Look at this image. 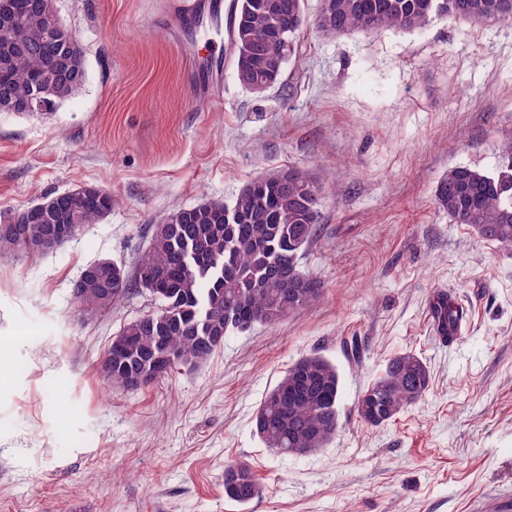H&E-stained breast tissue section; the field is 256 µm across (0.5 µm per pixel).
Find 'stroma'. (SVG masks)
Returning a JSON list of instances; mask_svg holds the SVG:
<instances>
[{"instance_id":"stroma-1","label":"stroma","mask_w":512,"mask_h":512,"mask_svg":"<svg viewBox=\"0 0 512 512\" xmlns=\"http://www.w3.org/2000/svg\"><path fill=\"white\" fill-rule=\"evenodd\" d=\"M55 0L87 80L52 112H0V221L93 185L112 210L45 254L0 258V512H498L512 499V256L439 209L449 167L491 172L512 135V21L439 18L403 32L300 33L282 82L255 95L213 42L191 40L217 0ZM322 188L302 267L322 297L276 326L231 332L207 364L141 390L101 372L110 339L154 311L132 292L88 312L71 285L88 264L133 268L179 207L232 202L275 169ZM463 307L443 342L429 303ZM412 352L430 389L372 427L359 397ZM341 375V430L303 456L265 448L252 418L295 361ZM261 488L224 495V467ZM260 493L259 484L246 464H228L224 467V495L240 504H247Z\"/></svg>"}]
</instances>
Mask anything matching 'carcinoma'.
<instances>
[{
	"mask_svg": "<svg viewBox=\"0 0 512 512\" xmlns=\"http://www.w3.org/2000/svg\"><path fill=\"white\" fill-rule=\"evenodd\" d=\"M45 0H0V20L13 23L0 35V112H25L38 84L51 112L86 82L83 50L75 33L46 24ZM441 16L470 22L511 21L512 0H320L315 25L324 34L397 28L412 31ZM308 23L304 0H236L227 29L231 64L248 91L277 85L300 32ZM505 164L486 173L454 166L440 178L435 198L458 224L481 239L512 253V136L503 140ZM321 188L313 173L294 167L271 171L250 182L232 203L211 199L173 210L155 226L148 248L133 271L112 263V293L103 296L107 275L87 280L82 299L110 310L133 290L162 289L161 306L149 319L124 324L132 340L112 358V386L125 388L128 372L141 375L140 386L154 382L151 358L163 337L180 363L205 364L224 346L231 331L256 324L273 326L317 300L322 282L301 266L306 246L319 230ZM112 209V193L89 205L80 197L57 201L47 218L36 221L29 210L4 220L0 257L25 252L24 245L46 224L83 228ZM431 372L411 352L391 357L362 393L359 418L385 424L418 401L431 386ZM341 377L319 355L293 363L260 403L253 429L266 447L296 456L328 445L339 433ZM260 493L246 464L224 466V495L247 504Z\"/></svg>",
	"mask_w": 512,
	"mask_h": 512,
	"instance_id": "obj_1",
	"label": "carcinoma"
}]
</instances>
